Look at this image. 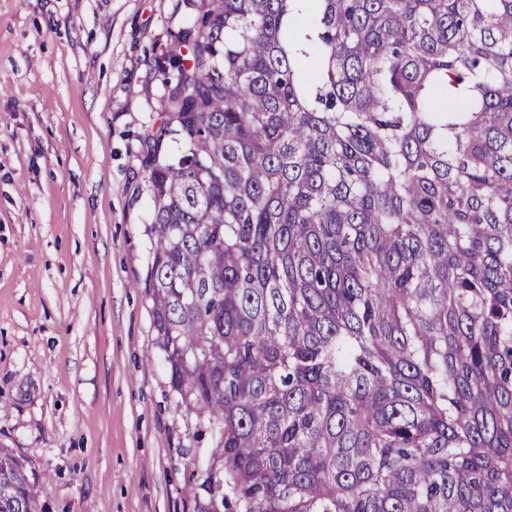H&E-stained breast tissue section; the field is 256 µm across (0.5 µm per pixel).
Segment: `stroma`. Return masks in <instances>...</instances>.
Segmentation results:
<instances>
[{
	"label": "stroma",
	"instance_id": "stroma-1",
	"mask_svg": "<svg viewBox=\"0 0 512 512\" xmlns=\"http://www.w3.org/2000/svg\"><path fill=\"white\" fill-rule=\"evenodd\" d=\"M187 0H0V448L40 512H193L214 442L179 407L144 290L138 140Z\"/></svg>",
	"mask_w": 512,
	"mask_h": 512
}]
</instances>
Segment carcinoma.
I'll return each instance as SVG.
<instances>
[{
	"label": "carcinoma",
	"instance_id": "cac0c4a2",
	"mask_svg": "<svg viewBox=\"0 0 512 512\" xmlns=\"http://www.w3.org/2000/svg\"><path fill=\"white\" fill-rule=\"evenodd\" d=\"M192 2L137 158L196 512H512V0Z\"/></svg>",
	"mask_w": 512,
	"mask_h": 512
}]
</instances>
